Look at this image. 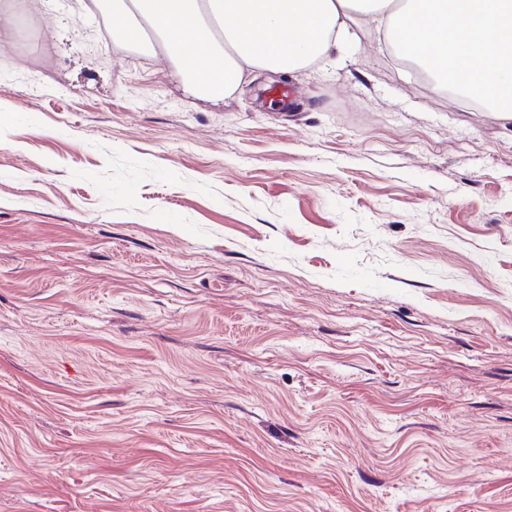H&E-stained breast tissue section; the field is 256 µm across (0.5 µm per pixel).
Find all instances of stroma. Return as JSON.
Returning <instances> with one entry per match:
<instances>
[{
	"instance_id": "obj_1",
	"label": "stroma",
	"mask_w": 512,
	"mask_h": 512,
	"mask_svg": "<svg viewBox=\"0 0 512 512\" xmlns=\"http://www.w3.org/2000/svg\"><path fill=\"white\" fill-rule=\"evenodd\" d=\"M0 11V512H512V119Z\"/></svg>"
}]
</instances>
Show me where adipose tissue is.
Masks as SVG:
<instances>
[{
    "label": "adipose tissue",
    "instance_id": "adipose-tissue-1",
    "mask_svg": "<svg viewBox=\"0 0 512 512\" xmlns=\"http://www.w3.org/2000/svg\"><path fill=\"white\" fill-rule=\"evenodd\" d=\"M370 18L404 53L481 91L512 118V0H112L113 31L158 43L188 71L186 91L218 103L246 69L276 73L343 50L352 24Z\"/></svg>",
    "mask_w": 512,
    "mask_h": 512
}]
</instances>
